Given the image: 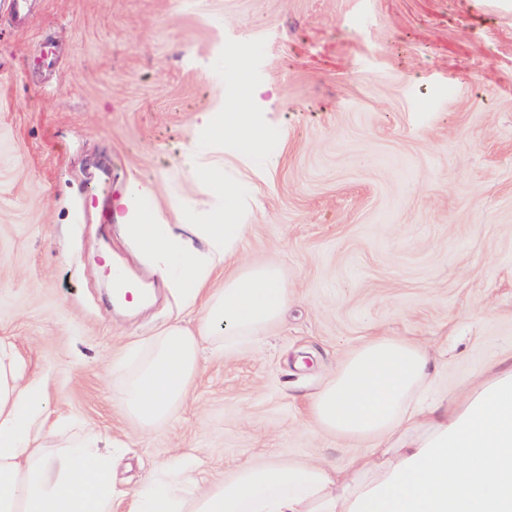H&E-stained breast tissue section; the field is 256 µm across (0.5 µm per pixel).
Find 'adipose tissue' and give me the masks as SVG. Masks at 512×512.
Masks as SVG:
<instances>
[{
	"label": "adipose tissue",
	"instance_id": "1",
	"mask_svg": "<svg viewBox=\"0 0 512 512\" xmlns=\"http://www.w3.org/2000/svg\"><path fill=\"white\" fill-rule=\"evenodd\" d=\"M201 135L183 161L222 204L190 224L166 223L148 185L130 182L116 205L127 230L188 303L196 328L169 323L154 336L120 394L121 413L146 432L169 422L186 399L204 349L258 335L288 307L272 266L234 268L248 227L241 189L202 167L218 141L265 170L277 164L274 135L242 101L201 116ZM224 285L210 287L214 273ZM436 359L423 345L375 336L352 351L309 401L319 431L370 443L341 467L267 459L200 482L199 456H170L141 485L116 497L111 451L97 435L44 453L46 398L24 380L0 344V512H512V362L497 360L452 398L428 390Z\"/></svg>",
	"mask_w": 512,
	"mask_h": 512
}]
</instances>
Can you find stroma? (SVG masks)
<instances>
[{
    "instance_id": "35a3bbf8",
    "label": "stroma",
    "mask_w": 512,
    "mask_h": 512,
    "mask_svg": "<svg viewBox=\"0 0 512 512\" xmlns=\"http://www.w3.org/2000/svg\"><path fill=\"white\" fill-rule=\"evenodd\" d=\"M0 11V341L41 382L52 452L119 442L124 494L192 448L209 480L264 458L339 464L357 442L317 431L307 401L351 351L400 336L452 395L512 353V0H35ZM247 109L278 164L216 145L202 161L250 189L241 267H277L281 320L205 356L176 417H123L112 364L185 306L88 191L153 188L171 224L216 200L181 169L199 117ZM154 285L112 307L105 257Z\"/></svg>"
}]
</instances>
